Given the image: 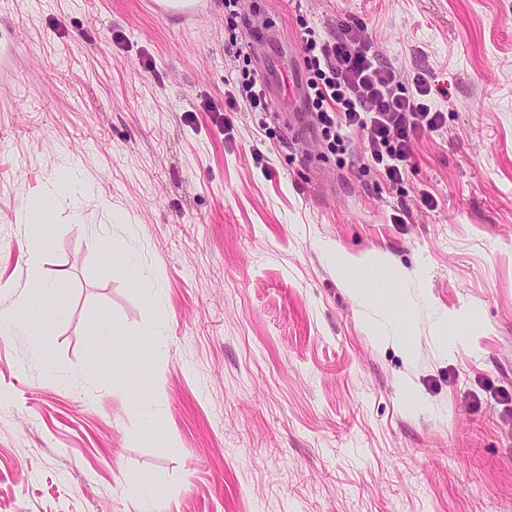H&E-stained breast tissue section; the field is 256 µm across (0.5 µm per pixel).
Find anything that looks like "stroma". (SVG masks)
Returning a JSON list of instances; mask_svg holds the SVG:
<instances>
[{
	"label": "stroma",
	"mask_w": 512,
	"mask_h": 512,
	"mask_svg": "<svg viewBox=\"0 0 512 512\" xmlns=\"http://www.w3.org/2000/svg\"><path fill=\"white\" fill-rule=\"evenodd\" d=\"M241 7L0 0V512H139L143 476L158 512H512V0ZM352 20L444 115L397 184L311 112L224 109L231 46L303 81L302 26ZM75 161L102 202L31 270L18 209ZM168 1L172 2H185L181 10L178 11L183 16H193L201 11L203 0H151L149 1L153 5V9L159 18H166L172 13L171 6L167 5Z\"/></svg>",
	"instance_id": "35a3bbf8"
}]
</instances>
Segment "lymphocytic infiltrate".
Instances as JSON below:
<instances>
[{
    "instance_id": "lymphocytic-infiltrate-1",
    "label": "lymphocytic infiltrate",
    "mask_w": 512,
    "mask_h": 512,
    "mask_svg": "<svg viewBox=\"0 0 512 512\" xmlns=\"http://www.w3.org/2000/svg\"><path fill=\"white\" fill-rule=\"evenodd\" d=\"M302 43L306 103L327 148L343 150L349 132H360L367 158L389 182H401L414 140L442 126L440 111L429 103L430 85L420 78L414 93L402 92L398 71L377 59L358 23L344 24L341 34L324 41L305 29Z\"/></svg>"
}]
</instances>
